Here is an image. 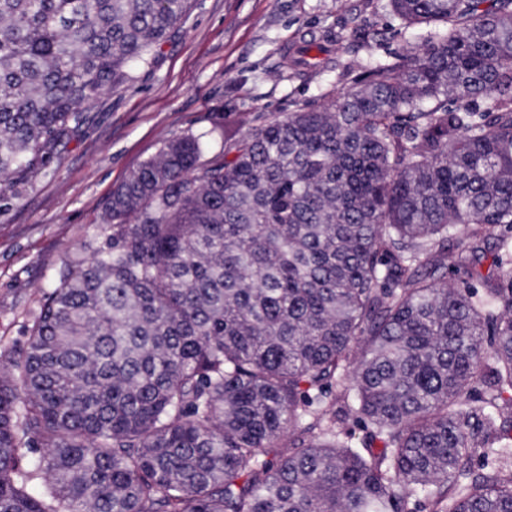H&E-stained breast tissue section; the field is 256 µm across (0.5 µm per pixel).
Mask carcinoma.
I'll return each mask as SVG.
<instances>
[{"label": "carcinoma", "instance_id": "carcinoma-1", "mask_svg": "<svg viewBox=\"0 0 512 512\" xmlns=\"http://www.w3.org/2000/svg\"><path fill=\"white\" fill-rule=\"evenodd\" d=\"M389 4L435 31L112 191L0 372V512H512V474L472 466L512 457V0ZM191 5L0 0V212Z\"/></svg>", "mask_w": 512, "mask_h": 512}]
</instances>
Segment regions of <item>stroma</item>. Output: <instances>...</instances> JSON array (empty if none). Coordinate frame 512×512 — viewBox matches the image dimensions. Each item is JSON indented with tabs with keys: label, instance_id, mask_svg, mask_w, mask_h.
Listing matches in <instances>:
<instances>
[{
	"label": "stroma",
	"instance_id": "35a3bbf8",
	"mask_svg": "<svg viewBox=\"0 0 512 512\" xmlns=\"http://www.w3.org/2000/svg\"><path fill=\"white\" fill-rule=\"evenodd\" d=\"M330 31L344 33L339 53L359 65L419 34L387 0H196L154 68L87 105L88 121L57 148V170L31 177L20 204L0 214V364L24 349L42 292L93 240L112 189L164 142L216 122L242 133L352 84L334 71L279 74L295 43Z\"/></svg>",
	"mask_w": 512,
	"mask_h": 512
}]
</instances>
